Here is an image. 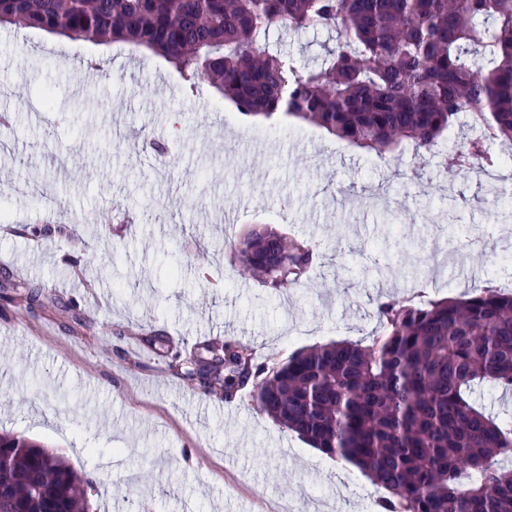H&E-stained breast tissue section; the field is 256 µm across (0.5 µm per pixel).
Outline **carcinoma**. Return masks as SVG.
I'll return each mask as SVG.
<instances>
[{
  "label": "carcinoma",
  "instance_id": "obj_1",
  "mask_svg": "<svg viewBox=\"0 0 512 512\" xmlns=\"http://www.w3.org/2000/svg\"><path fill=\"white\" fill-rule=\"evenodd\" d=\"M2 24L147 48L244 116L309 121L380 155L406 143L429 152L462 116L473 135L444 166H492L486 143L512 145V0H0ZM271 27L326 30L321 66L299 71L260 46ZM28 234L85 244L69 224ZM319 249L271 225L232 246L273 291L299 285ZM13 288L31 307L48 302L33 283ZM376 316L368 345L331 341L263 368L260 410L387 491L377 512H512V470L500 465L512 458V419L470 397L485 382L512 389V293L489 282L463 298L388 297ZM204 350L217 365L203 385L232 396L249 355ZM93 490L60 455L0 434V512H89Z\"/></svg>",
  "mask_w": 512,
  "mask_h": 512
}]
</instances>
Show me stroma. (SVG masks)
Wrapping results in <instances>:
<instances>
[{
  "label": "stroma",
  "instance_id": "35a3bbf8",
  "mask_svg": "<svg viewBox=\"0 0 512 512\" xmlns=\"http://www.w3.org/2000/svg\"><path fill=\"white\" fill-rule=\"evenodd\" d=\"M260 43L303 70L328 33L272 28ZM106 69L84 83L86 57ZM54 109H43L44 93ZM0 432L36 439L99 485L91 512H373L358 469L260 412L253 384L224 398L186 385L176 356L211 340L269 365L332 340L368 339L378 298L459 297L495 276L512 288V175L476 180L417 167L412 147L376 155L296 119L244 118L208 84L189 88L146 49L0 26ZM164 143L158 155L153 142ZM79 215L103 227L87 267L29 225ZM272 224L323 248L289 292L263 288L224 244ZM488 243H456L461 227ZM52 304L28 311L11 280ZM81 303V321L61 302Z\"/></svg>",
  "mask_w": 512,
  "mask_h": 512
}]
</instances>
